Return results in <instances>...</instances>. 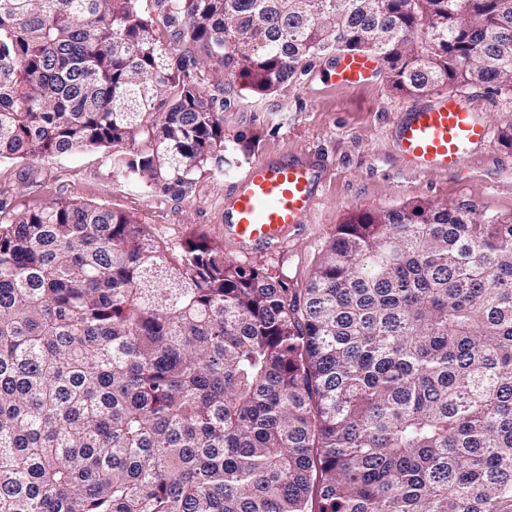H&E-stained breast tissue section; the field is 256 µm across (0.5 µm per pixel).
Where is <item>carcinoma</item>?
<instances>
[{"label":"carcinoma","mask_w":512,"mask_h":512,"mask_svg":"<svg viewBox=\"0 0 512 512\" xmlns=\"http://www.w3.org/2000/svg\"><path fill=\"white\" fill-rule=\"evenodd\" d=\"M154 6L0 0V160L183 191L230 165L212 89L340 52L512 91V0ZM0 512H512V216L362 213L301 289L102 205L0 224Z\"/></svg>","instance_id":"carcinoma-1"}]
</instances>
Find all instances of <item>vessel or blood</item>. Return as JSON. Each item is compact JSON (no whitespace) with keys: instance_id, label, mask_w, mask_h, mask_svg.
Masks as SVG:
<instances>
[{"instance_id":"vessel-or-blood-1","label":"vessel or blood","mask_w":512,"mask_h":512,"mask_svg":"<svg viewBox=\"0 0 512 512\" xmlns=\"http://www.w3.org/2000/svg\"><path fill=\"white\" fill-rule=\"evenodd\" d=\"M374 65L369 54H341L337 86L364 84ZM489 139L488 126L455 95L422 102L397 123L398 150L422 174L463 167ZM323 181V167L311 159L255 160L233 183L224 203L225 237L248 257L283 251L290 234L307 227Z\"/></svg>"}]
</instances>
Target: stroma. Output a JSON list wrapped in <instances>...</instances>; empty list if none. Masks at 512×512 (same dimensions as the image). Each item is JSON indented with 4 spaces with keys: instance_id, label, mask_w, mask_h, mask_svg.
Here are the masks:
<instances>
[{
    "instance_id": "stroma-1",
    "label": "stroma",
    "mask_w": 512,
    "mask_h": 512,
    "mask_svg": "<svg viewBox=\"0 0 512 512\" xmlns=\"http://www.w3.org/2000/svg\"><path fill=\"white\" fill-rule=\"evenodd\" d=\"M336 65L318 60L276 92L254 96L236 84L224 86V144L233 160L217 171L197 172L184 192L152 190L127 175L111 153L82 151L0 161V200L13 213L38 210L58 199L103 205L136 216L162 242L205 238L227 260L255 267L301 288L313 275L336 235L353 215L418 203H469L499 215H512V150L501 133L512 126V93L494 86L453 85L467 96L491 137L457 171L421 174L398 155L394 130L399 116L419 104L387 85L383 73L353 88L337 87ZM328 167L307 230L291 237L273 256L237 257L224 238V198L250 161L305 155Z\"/></svg>"
}]
</instances>
